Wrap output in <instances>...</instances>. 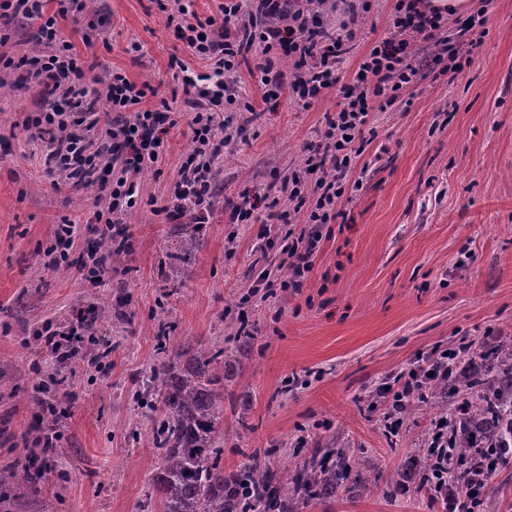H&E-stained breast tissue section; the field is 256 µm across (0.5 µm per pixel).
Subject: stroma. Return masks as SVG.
<instances>
[{
    "mask_svg": "<svg viewBox=\"0 0 512 512\" xmlns=\"http://www.w3.org/2000/svg\"><path fill=\"white\" fill-rule=\"evenodd\" d=\"M374 12L342 65L352 72L383 34L395 0H372ZM107 18L105 30L91 22ZM75 50L95 62L99 79L119 71L146 81L174 111L180 84L168 66L178 54L205 70L168 29L154 0H90L85 18L60 20ZM487 31L457 78L425 81L409 108L381 113L363 160V188L347 221L323 243L299 291L268 305L243 303L257 285L269 223L258 208L252 224L230 221L229 199L243 188L264 193L296 169L306 143L318 141L335 94L309 108L289 91L267 102L248 72L236 80L255 106L238 113L217 170V192L205 235L192 250L173 233L175 221L148 201L167 195L191 149L187 124L170 129L159 170L140 173V197L121 216L129 248L124 265L94 287L81 262L99 243L90 230L99 206L84 187L54 188L40 141L22 122L42 104L33 85L0 93V469L38 454L43 434L34 399L52 406L59 435L56 465L32 483L0 486V512H142L153 490L154 411L135 387L157 361L161 335L171 344L235 352L239 376L226 393L249 392L247 410H225V469L257 448L287 443L295 462L316 443L347 449L367 490L311 499L297 512H436L411 479L428 445L432 402L409 407L399 434L369 412L368 395L385 376L433 349L465 344L512 359V0H495ZM142 52L129 51L131 40ZM82 226L69 257L46 264L61 217ZM108 302L96 347L63 364L33 337L45 324L71 321L89 297ZM246 314L254 338L239 347L227 323ZM65 385L54 383L57 373Z\"/></svg>",
    "mask_w": 512,
    "mask_h": 512,
    "instance_id": "obj_1",
    "label": "stroma"
}]
</instances>
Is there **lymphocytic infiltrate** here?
I'll use <instances>...</instances> for the list:
<instances>
[{"label":"lymphocytic infiltrate","instance_id":"obj_1","mask_svg":"<svg viewBox=\"0 0 512 512\" xmlns=\"http://www.w3.org/2000/svg\"><path fill=\"white\" fill-rule=\"evenodd\" d=\"M492 3L478 0L476 11L461 18L424 8L423 0H396L386 34L347 74L340 65L360 32L361 19L372 10L371 0H344L335 25L320 0H222L216 18L185 4L172 10L165 0H158L177 39L210 67L209 72L197 73L178 55L170 56L169 67L185 95L187 111L182 114L167 100L157 99L150 83L131 81L117 71L102 89H93V64L62 37L58 26L59 19L84 16L87 0H57L52 15L45 10V0H0V20L36 23L41 46L40 51L18 57L1 54L0 73L17 71L22 80L40 86L45 105L29 113L23 126L45 144L47 164L95 184L108 199L96 221L104 226L102 241L117 245L127 237L117 215L136 203V175L156 168L166 134L183 120L193 149L182 161L160 211L169 219L190 212L196 223H204L215 194L212 177L224 151V106L231 103L242 112L253 109L228 78L254 51L264 57L255 72L264 100L278 98L287 88L307 108L335 91L338 102L335 111L324 115L321 140L306 146L299 168L278 187L294 211L304 213L305 225L297 232L284 223L276 227V235L288 244V275L263 280L260 299L265 302L278 291L302 287L327 225L344 215L338 202L352 200L362 187L354 170L371 143L366 133L373 112L409 104L405 92L419 80L461 73L469 62L467 55L457 45H442L439 36L455 29L479 43ZM282 58L291 60V71L279 69ZM103 101L109 106L104 114L99 111ZM463 364L474 372L479 369L472 355L462 361L436 350L417 359L376 387L372 411L378 412L385 427H400L408 403L427 401L431 379L455 381ZM502 454L499 448H478L460 459L448 434V419L439 417L433 423L429 464L420 482L430 491L431 503L443 512H478L482 491Z\"/></svg>","mask_w":512,"mask_h":512}]
</instances>
